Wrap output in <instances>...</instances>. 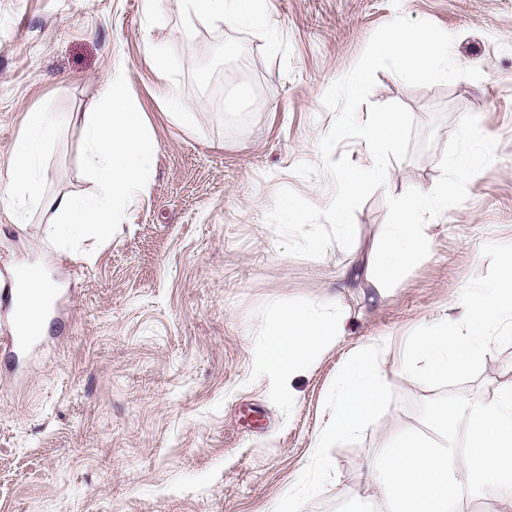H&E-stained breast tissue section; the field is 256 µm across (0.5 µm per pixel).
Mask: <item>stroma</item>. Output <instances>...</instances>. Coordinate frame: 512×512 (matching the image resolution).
Here are the masks:
<instances>
[{"label": "stroma", "instance_id": "1", "mask_svg": "<svg viewBox=\"0 0 512 512\" xmlns=\"http://www.w3.org/2000/svg\"><path fill=\"white\" fill-rule=\"evenodd\" d=\"M0 0V179L31 112L52 101L64 130L46 169L48 195L94 192L79 169V119L106 91L115 59L155 143L153 180L93 259L53 247L48 215L19 221L0 199V275L43 269L66 303L27 365L6 355L0 311V512H367L365 461L390 437L440 425L450 409L494 403L512 383V327L483 361L441 376H395L405 336L437 322L464 293L500 292L512 257V0H266L269 27L190 24L178 0ZM454 35L453 57L481 80L425 87L377 71L371 103L397 102L416 131L411 155L355 214L351 248L308 259L280 252L265 216L279 188L323 207L333 184L304 179L320 163L334 115L328 86L396 13ZM277 50H270V41ZM189 114L175 122L150 50ZM249 97H239V85ZM466 156L472 176L454 172ZM438 190L421 231L427 250L381 296L338 290L341 272L383 249L394 200ZM321 303L343 318L336 344L306 368L268 366L272 305ZM379 345L390 385L364 426L323 438L351 350ZM322 452H315V442Z\"/></svg>", "mask_w": 512, "mask_h": 512}]
</instances>
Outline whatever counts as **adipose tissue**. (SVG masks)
<instances>
[{
  "label": "adipose tissue",
  "mask_w": 512,
  "mask_h": 512,
  "mask_svg": "<svg viewBox=\"0 0 512 512\" xmlns=\"http://www.w3.org/2000/svg\"><path fill=\"white\" fill-rule=\"evenodd\" d=\"M187 16L202 24L228 27L265 20V0H180ZM439 203L433 192H420L397 202L398 222L390 230L384 251L365 254L362 263L343 272L346 283L361 280L374 289L422 253L427 240L418 229L423 216ZM468 323L466 335H452L448 319L407 337L404 357L393 374L407 378L417 368L441 374L481 360L492 342L488 330L512 316V301L489 296L463 297L457 304ZM273 353L268 361L279 366L298 364L310 350L335 344L344 333L341 321L322 316L316 304L281 314ZM390 373L378 350L363 344L349 357L336 385V403L325 428L329 435L357 431L388 387ZM454 432L447 447L426 442L417 434L381 449L361 472L365 485L388 505V512H448L465 499L495 490L506 512H512V384L496 403L476 404L450 416Z\"/></svg>",
  "instance_id": "1"
}]
</instances>
